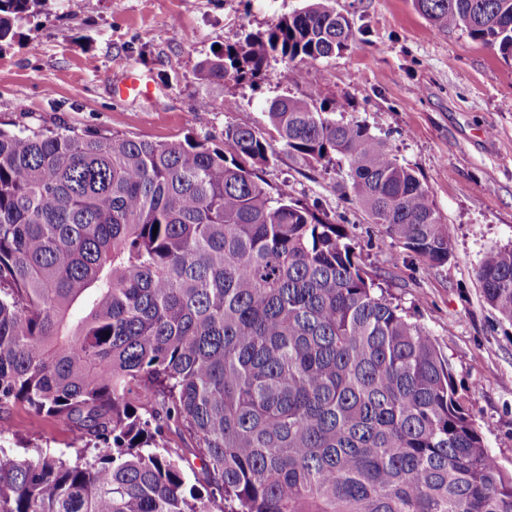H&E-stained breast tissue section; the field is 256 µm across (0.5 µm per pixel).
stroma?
Segmentation results:
<instances>
[{
	"mask_svg": "<svg viewBox=\"0 0 512 512\" xmlns=\"http://www.w3.org/2000/svg\"><path fill=\"white\" fill-rule=\"evenodd\" d=\"M306 3L62 0L0 42V127L220 147L229 124L268 132L265 108L274 98L305 92L320 104L346 101L347 118L387 141L427 185L451 237L445 265L426 267L390 243L360 205L340 196L335 174L285 147L263 177L342 220L367 270L436 338L487 448L512 468V323L485 302L476 277L489 249L512 245V60L466 33L436 32L412 0H331L354 37L305 68L302 83L287 80L276 59L253 80H201L216 47L266 31ZM131 71L150 78L151 97H119ZM203 98L214 110L197 122L192 112ZM228 99L234 111H225ZM17 437L64 452L72 429L18 406L0 416V445Z\"/></svg>",
	"mask_w": 512,
	"mask_h": 512,
	"instance_id": "obj_1",
	"label": "stroma"
}]
</instances>
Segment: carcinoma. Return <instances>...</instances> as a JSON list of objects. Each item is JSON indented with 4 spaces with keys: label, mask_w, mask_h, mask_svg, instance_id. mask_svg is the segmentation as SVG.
I'll return each instance as SVG.
<instances>
[{
    "label": "carcinoma",
    "mask_w": 512,
    "mask_h": 512,
    "mask_svg": "<svg viewBox=\"0 0 512 512\" xmlns=\"http://www.w3.org/2000/svg\"><path fill=\"white\" fill-rule=\"evenodd\" d=\"M439 32L512 59V0H413ZM48 0H0V41ZM350 20L307 5L206 61L241 82L270 58L344 50ZM308 94L270 102L277 137L224 145L70 127L0 129V413L72 427L73 451L0 448V512H512L448 358L380 288L342 225L263 178L273 141L345 174L342 193L430 267L448 224L415 171ZM512 322V246L477 270ZM188 434L192 483L168 435Z\"/></svg>",
    "instance_id": "cac0c4a2"
}]
</instances>
